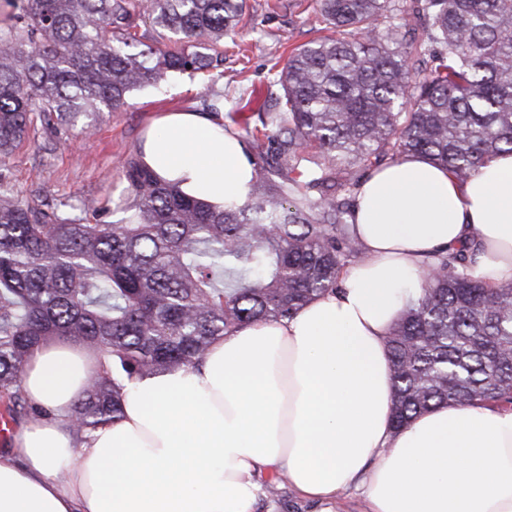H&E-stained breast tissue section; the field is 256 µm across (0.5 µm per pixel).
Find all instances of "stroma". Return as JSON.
Instances as JSON below:
<instances>
[{"label": "stroma", "mask_w": 512, "mask_h": 512, "mask_svg": "<svg viewBox=\"0 0 512 512\" xmlns=\"http://www.w3.org/2000/svg\"><path fill=\"white\" fill-rule=\"evenodd\" d=\"M321 27L312 0H246L241 22L224 39L218 69L176 73L163 88L133 92L120 110L103 113L88 134L56 135L36 125L5 161L14 191L23 199L81 205L87 224L118 220L115 203L126 194L119 163L142 150L159 113L201 110L206 95L220 92L230 105L213 114V121L241 130L281 93L272 65L285 64L292 49L320 36Z\"/></svg>", "instance_id": "35a3bbf8"}]
</instances>
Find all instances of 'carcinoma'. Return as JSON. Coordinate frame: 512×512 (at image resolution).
<instances>
[{
	"mask_svg": "<svg viewBox=\"0 0 512 512\" xmlns=\"http://www.w3.org/2000/svg\"><path fill=\"white\" fill-rule=\"evenodd\" d=\"M0 29V166L37 113L56 133L86 132L104 112L175 72L222 63L216 47L244 0H10ZM324 36L274 74L282 93L245 129L255 149L249 199L186 196L131 155L133 199L112 224H84L14 194L0 173V404L11 419L44 418L22 390L29 356L52 340L102 355L72 408L80 441L122 415L124 383L186 370L255 322L292 317L337 290L364 259L352 198L387 155L419 154L468 180L512 153V0H424L441 46L422 78L414 42L394 23L398 0H315ZM182 46L142 41L134 17ZM385 25L386 31L379 30ZM474 241L424 262L417 304L385 337L399 430L440 404L512 405V282L469 272Z\"/></svg>",
	"mask_w": 512,
	"mask_h": 512,
	"instance_id": "1",
	"label": "carcinoma"
}]
</instances>
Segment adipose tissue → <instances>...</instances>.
Segmentation results:
<instances>
[{"label":"adipose tissue","mask_w":512,"mask_h":512,"mask_svg":"<svg viewBox=\"0 0 512 512\" xmlns=\"http://www.w3.org/2000/svg\"><path fill=\"white\" fill-rule=\"evenodd\" d=\"M143 161L214 204L244 202V141L197 112L162 115ZM363 263L291 319L241 327L187 370L130 383L120 420L71 452L69 416L96 354L63 342L29 358V422L0 453V512H254L267 471L319 512L361 486L368 512H512V411L441 405L391 425L384 338L420 296L422 263L474 240L472 273L512 281V154L466 182L427 157L373 170L352 212Z\"/></svg>","instance_id":"1"}]
</instances>
